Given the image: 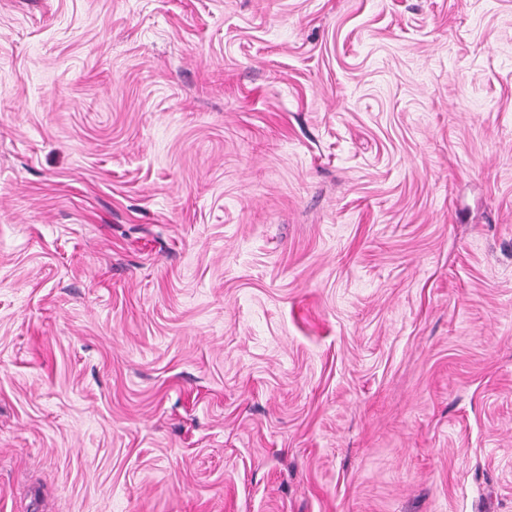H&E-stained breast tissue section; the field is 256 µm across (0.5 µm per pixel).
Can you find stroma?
<instances>
[{
    "instance_id": "obj_1",
    "label": "stroma",
    "mask_w": 512,
    "mask_h": 512,
    "mask_svg": "<svg viewBox=\"0 0 512 512\" xmlns=\"http://www.w3.org/2000/svg\"><path fill=\"white\" fill-rule=\"evenodd\" d=\"M0 512H512V0H0Z\"/></svg>"
}]
</instances>
